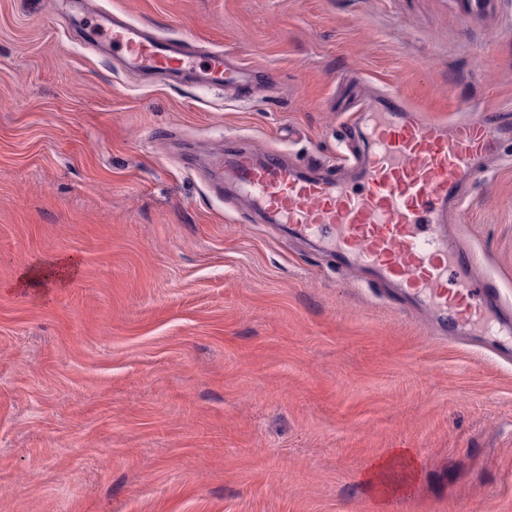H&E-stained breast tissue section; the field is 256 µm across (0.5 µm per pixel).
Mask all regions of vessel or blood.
Masks as SVG:
<instances>
[{"label": "vessel or blood", "mask_w": 512, "mask_h": 512, "mask_svg": "<svg viewBox=\"0 0 512 512\" xmlns=\"http://www.w3.org/2000/svg\"><path fill=\"white\" fill-rule=\"evenodd\" d=\"M89 43L108 39L127 70L186 74L208 85H246L249 73L230 66L223 50L162 37L125 14L103 10L87 29ZM367 142L347 177L285 160L280 154L224 153V182L280 236L306 238L377 285L396 286L406 302L426 309L438 329L447 322L489 335L507 307L476 258L448 235L461 190L481 179L512 124L470 122L421 112L395 92L365 100L352 125Z\"/></svg>", "instance_id": "b4317fda"}]
</instances>
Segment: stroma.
<instances>
[{"label":"stroma","instance_id":"obj_1","mask_svg":"<svg viewBox=\"0 0 512 512\" xmlns=\"http://www.w3.org/2000/svg\"><path fill=\"white\" fill-rule=\"evenodd\" d=\"M62 2L0 0V512H512V333L439 335L214 187L230 143L363 151L341 119L384 90L512 110V0H83L231 50L247 91L130 74ZM464 197L512 304V143ZM77 267V260L68 257L57 261L53 269H48V273L30 271L23 275L22 280L28 288H47V284L60 287L76 271ZM398 463L404 465V470L414 468V458L407 448H396L374 464L367 475L368 486L376 493H384L383 495H388V490L403 489L404 483L410 479V474L403 472V479L398 481L397 473L394 471Z\"/></svg>","mask_w":512,"mask_h":512}]
</instances>
